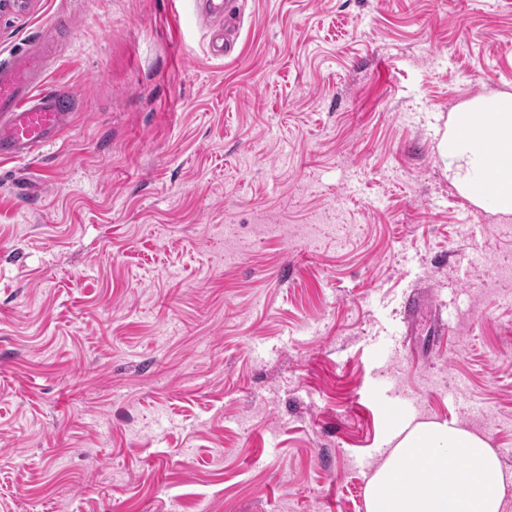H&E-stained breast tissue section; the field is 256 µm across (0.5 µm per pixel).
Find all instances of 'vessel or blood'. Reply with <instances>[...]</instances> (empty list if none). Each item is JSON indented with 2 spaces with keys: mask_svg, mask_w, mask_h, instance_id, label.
<instances>
[{
  "mask_svg": "<svg viewBox=\"0 0 512 512\" xmlns=\"http://www.w3.org/2000/svg\"><path fill=\"white\" fill-rule=\"evenodd\" d=\"M43 60L34 47L0 59V159L26 158L59 142L74 116L62 90L36 91Z\"/></svg>",
  "mask_w": 512,
  "mask_h": 512,
  "instance_id": "1",
  "label": "vessel or blood"
}]
</instances>
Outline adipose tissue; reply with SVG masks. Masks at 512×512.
Returning <instances> with one entry per match:
<instances>
[{
  "label": "adipose tissue",
  "mask_w": 512,
  "mask_h": 512,
  "mask_svg": "<svg viewBox=\"0 0 512 512\" xmlns=\"http://www.w3.org/2000/svg\"><path fill=\"white\" fill-rule=\"evenodd\" d=\"M452 184L474 202L492 185L494 212L512 214V95L458 108L441 139ZM367 482V512H502L506 477L490 444L456 422H402Z\"/></svg>",
  "instance_id": "1"
}]
</instances>
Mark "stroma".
<instances>
[{"mask_svg": "<svg viewBox=\"0 0 512 512\" xmlns=\"http://www.w3.org/2000/svg\"><path fill=\"white\" fill-rule=\"evenodd\" d=\"M7 0L64 142L0 160V512H366L391 425L512 474V216L445 125L512 0Z\"/></svg>", "mask_w": 512, "mask_h": 512, "instance_id": "stroma-1", "label": "stroma"}]
</instances>
